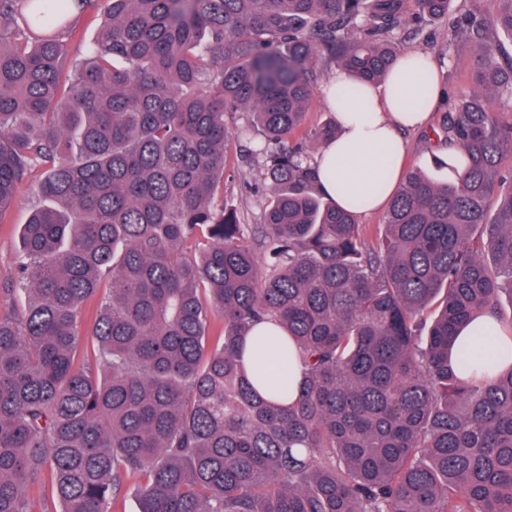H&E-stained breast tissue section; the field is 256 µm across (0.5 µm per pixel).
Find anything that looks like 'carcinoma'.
I'll return each mask as SVG.
<instances>
[{
  "label": "carcinoma",
  "mask_w": 512,
  "mask_h": 512,
  "mask_svg": "<svg viewBox=\"0 0 512 512\" xmlns=\"http://www.w3.org/2000/svg\"><path fill=\"white\" fill-rule=\"evenodd\" d=\"M107 2L77 64L92 0H0V212L39 181L0 274V512H112L130 475L139 512H512V353L456 344L512 330V0ZM428 20L472 89L442 114L448 179L408 171L370 250L318 186L336 123L306 112L322 56L383 83ZM232 135L257 224L215 203ZM95 5L86 9L82 14H73L77 29L83 33L82 39H75L70 43V55L74 59L81 60L85 56L88 42L96 35L99 18L103 16L107 2L105 0H93ZM485 333L500 336L494 343L495 348L505 350L509 344L512 349V338L508 337V329L484 317L460 331L457 337V343L462 341L463 343L469 344L473 339L478 340L476 336H486Z\"/></svg>",
  "instance_id": "carcinoma-1"
}]
</instances>
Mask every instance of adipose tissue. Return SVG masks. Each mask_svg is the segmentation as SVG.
Masks as SVG:
<instances>
[{
	"label": "adipose tissue",
	"instance_id": "1",
	"mask_svg": "<svg viewBox=\"0 0 512 512\" xmlns=\"http://www.w3.org/2000/svg\"><path fill=\"white\" fill-rule=\"evenodd\" d=\"M326 102L338 134L316 156L320 189L356 215L386 207L406 166L400 132L424 127L441 98L436 70L422 53L407 51L384 85L347 89L343 72L333 75Z\"/></svg>",
	"mask_w": 512,
	"mask_h": 512
}]
</instances>
